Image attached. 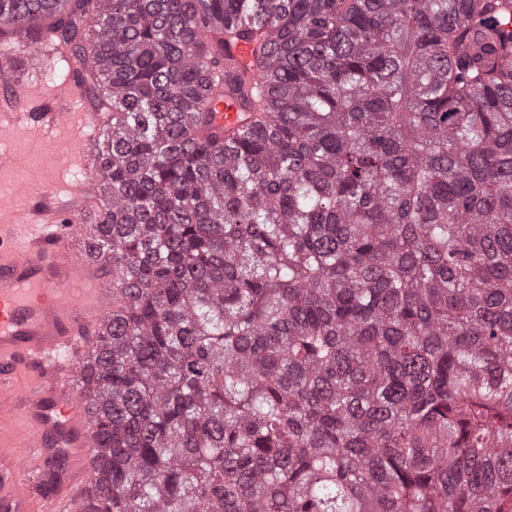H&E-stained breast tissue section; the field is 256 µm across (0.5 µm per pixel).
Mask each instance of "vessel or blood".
<instances>
[{
	"label": "vessel or blood",
	"instance_id": "1",
	"mask_svg": "<svg viewBox=\"0 0 512 512\" xmlns=\"http://www.w3.org/2000/svg\"><path fill=\"white\" fill-rule=\"evenodd\" d=\"M75 79L57 86L47 111L0 112V130L20 127L45 153L59 146L53 131L73 120ZM78 209L54 204L52 183L23 210L0 213V414L23 405V444L0 436V512H79L91 493L92 405L76 390L73 357L88 349L112 315V278L78 249L79 212L98 204L93 184L73 191ZM26 385H19V375ZM65 457L64 475L54 473Z\"/></svg>",
	"mask_w": 512,
	"mask_h": 512
}]
</instances>
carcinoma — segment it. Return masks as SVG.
<instances>
[{
  "label": "carcinoma",
  "instance_id": "carcinoma-1",
  "mask_svg": "<svg viewBox=\"0 0 512 512\" xmlns=\"http://www.w3.org/2000/svg\"><path fill=\"white\" fill-rule=\"evenodd\" d=\"M6 35L111 114L92 512H512V0H0Z\"/></svg>",
  "mask_w": 512,
  "mask_h": 512
}]
</instances>
